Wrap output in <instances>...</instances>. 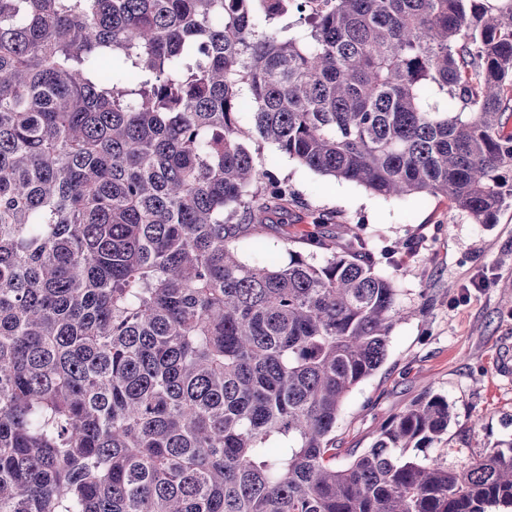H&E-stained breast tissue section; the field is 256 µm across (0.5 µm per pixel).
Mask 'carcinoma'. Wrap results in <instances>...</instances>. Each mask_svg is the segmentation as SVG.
Listing matches in <instances>:
<instances>
[{"instance_id":"obj_1","label":"carcinoma","mask_w":512,"mask_h":512,"mask_svg":"<svg viewBox=\"0 0 512 512\" xmlns=\"http://www.w3.org/2000/svg\"><path fill=\"white\" fill-rule=\"evenodd\" d=\"M310 2L0 0V512L512 507V448L408 455L448 433L441 394L336 467L409 314L361 236L239 250L294 196L251 140L494 223L512 0Z\"/></svg>"}]
</instances>
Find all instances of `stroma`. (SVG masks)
<instances>
[{
  "mask_svg": "<svg viewBox=\"0 0 512 512\" xmlns=\"http://www.w3.org/2000/svg\"><path fill=\"white\" fill-rule=\"evenodd\" d=\"M297 194L241 255L272 254L287 262L307 252L320 214L335 216L327 234L355 229L378 269L395 275L400 303L413 309L390 336L380 368L347 395L336 422L337 466L371 447L382 427L423 391L447 397L454 419L446 435L419 457L454 466L489 448L512 447V206L492 224H476L443 196L385 198L316 173L260 146Z\"/></svg>",
  "mask_w": 512,
  "mask_h": 512,
  "instance_id": "1",
  "label": "stroma"
}]
</instances>
